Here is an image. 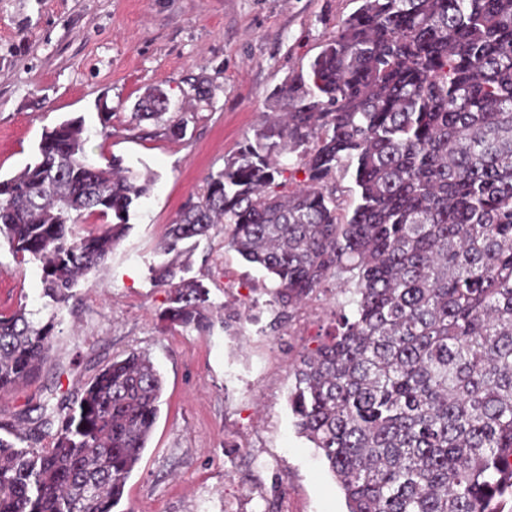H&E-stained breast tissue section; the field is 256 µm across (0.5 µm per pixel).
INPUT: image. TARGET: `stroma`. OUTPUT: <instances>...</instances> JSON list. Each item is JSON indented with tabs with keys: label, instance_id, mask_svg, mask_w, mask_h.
Returning a JSON list of instances; mask_svg holds the SVG:
<instances>
[{
	"label": "stroma",
	"instance_id": "obj_1",
	"mask_svg": "<svg viewBox=\"0 0 512 512\" xmlns=\"http://www.w3.org/2000/svg\"><path fill=\"white\" fill-rule=\"evenodd\" d=\"M354 0H0V180L30 163L45 133L82 119L100 164L156 181L95 276L79 281L40 374L0 396V437L28 433L47 394L72 401L112 361L148 354L163 377L159 418L126 482L122 512H347L344 494L288 409L292 368L348 307L335 283L280 316L262 271L224 246L223 225L182 243L183 275L210 292L209 331L161 321L169 296L152 275L168 261L169 224L201 201L269 112V97L307 69ZM162 120L132 128L148 89ZM111 113L102 126L101 113ZM184 120L181 138L167 135ZM53 304L36 262L0 239V312ZM249 309L236 330L225 307ZM169 99L160 88H154L138 100L135 105L134 121L161 117L168 110Z\"/></svg>",
	"mask_w": 512,
	"mask_h": 512
}]
</instances>
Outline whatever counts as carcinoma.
Wrapping results in <instances>:
<instances>
[{
  "label": "carcinoma",
  "mask_w": 512,
  "mask_h": 512,
  "mask_svg": "<svg viewBox=\"0 0 512 512\" xmlns=\"http://www.w3.org/2000/svg\"><path fill=\"white\" fill-rule=\"evenodd\" d=\"M306 71L164 249L224 224L225 246L275 283L281 315L333 278L353 295L326 341L300 356L288 405L348 512H504L512 500V0H355ZM169 99L154 88L134 120ZM80 119L42 135L0 181V237L39 263L56 312L37 325L0 313V395L47 360L58 311L129 229L153 179L85 150ZM304 187L281 192L277 158ZM352 185L341 206L338 179ZM112 217L88 236L85 216ZM170 288L161 320L205 331L209 291ZM163 379L138 353L114 360L80 399L51 408L50 448L0 437V512H117L159 415Z\"/></svg>",
  "instance_id": "cac0c4a2"
}]
</instances>
